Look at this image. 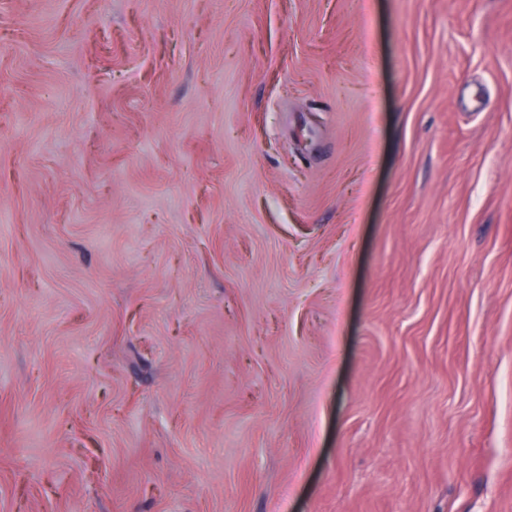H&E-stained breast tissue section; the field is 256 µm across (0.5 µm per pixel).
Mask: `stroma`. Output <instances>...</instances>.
<instances>
[{
    "label": "stroma",
    "instance_id": "stroma-1",
    "mask_svg": "<svg viewBox=\"0 0 512 512\" xmlns=\"http://www.w3.org/2000/svg\"><path fill=\"white\" fill-rule=\"evenodd\" d=\"M0 512H512V0H0Z\"/></svg>",
    "mask_w": 512,
    "mask_h": 512
}]
</instances>
